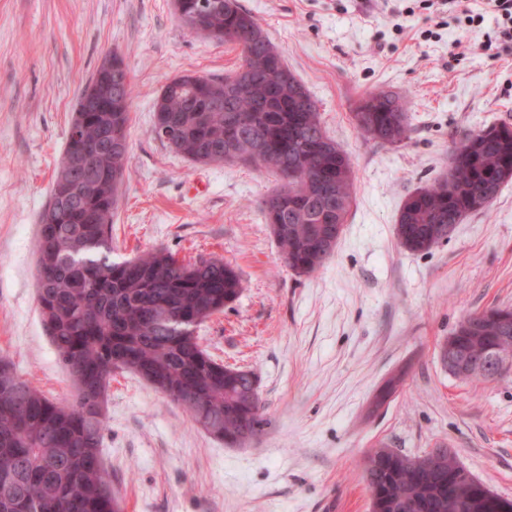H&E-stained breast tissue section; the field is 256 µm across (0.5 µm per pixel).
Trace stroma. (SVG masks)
Wrapping results in <instances>:
<instances>
[{
  "instance_id": "1",
  "label": "stroma",
  "mask_w": 512,
  "mask_h": 512,
  "mask_svg": "<svg viewBox=\"0 0 512 512\" xmlns=\"http://www.w3.org/2000/svg\"><path fill=\"white\" fill-rule=\"evenodd\" d=\"M239 3L351 159L354 203L332 256L309 277L288 270L260 212L278 178L195 164L152 133L168 80L223 78L237 49L190 32L173 0H0V357L48 397L69 396L37 307L35 241L77 98L117 52L134 92L112 258L164 248L238 270L240 297L197 334L215 359L254 371L268 420L228 447L145 381L115 375L101 453L125 512H369L360 474L381 443L410 455L453 448L512 499V371L464 381L439 358L461 317L512 307V182L430 253L405 250L395 233L406 195L447 173L454 140L512 126V55L493 43L494 16L473 28L419 0L369 12L359 0ZM379 91L407 103L403 143H376L353 123ZM402 365L401 394L366 416L373 390Z\"/></svg>"
}]
</instances>
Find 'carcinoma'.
<instances>
[{
    "label": "carcinoma",
    "instance_id": "cac0c4a2",
    "mask_svg": "<svg viewBox=\"0 0 512 512\" xmlns=\"http://www.w3.org/2000/svg\"><path fill=\"white\" fill-rule=\"evenodd\" d=\"M174 9L202 19L192 28L224 41L248 44L240 63L220 80L176 90L169 80L155 104L153 133L179 141V151L201 165L232 161L270 170L282 189L261 211L281 247L283 264L308 276L336 248V227L353 205L354 173L347 153L331 139L316 101L288 68L260 22L238 0H174ZM97 92L100 112H74L82 138L65 151L86 154L91 166L62 187L55 178L40 215L37 303L68 373V399L54 401L0 358V512H123L101 457L105 404L112 376L129 372L187 412L230 447L256 438L266 424L253 370L212 357L195 326L221 313L240 295L237 270L220 258L184 261L162 248L115 262L112 215L128 158L132 85L126 68L97 70L84 90ZM358 131L381 144L408 138L409 116L398 98L379 92L353 112ZM262 140L266 153L256 155ZM512 181V127L491 125L453 144L448 173L408 194L396 236L404 249L428 253L448 240V226L491 207ZM492 307L475 328L457 325L440 346L473 361L512 347V321ZM407 368L376 389L368 411L397 397ZM488 380L497 367L473 365L460 373ZM453 454L411 456L386 444L369 451L362 479L380 512H496L480 492L457 483Z\"/></svg>",
    "mask_w": 512,
    "mask_h": 512
}]
</instances>
